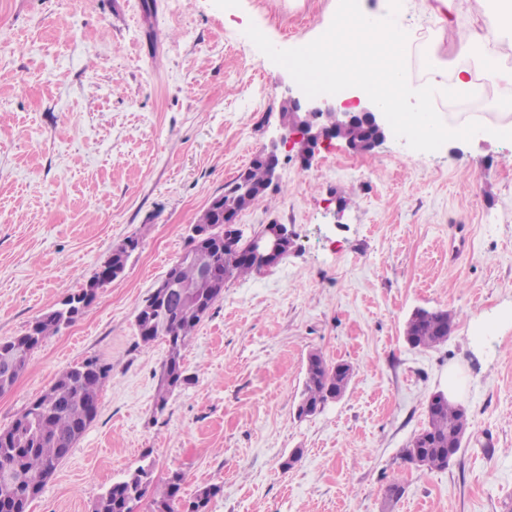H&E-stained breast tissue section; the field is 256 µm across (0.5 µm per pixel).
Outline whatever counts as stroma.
Instances as JSON below:
<instances>
[{
	"mask_svg": "<svg viewBox=\"0 0 512 512\" xmlns=\"http://www.w3.org/2000/svg\"><path fill=\"white\" fill-rule=\"evenodd\" d=\"M337 0H0V341L85 287L128 238L126 269L36 348L0 394V429L64 369L109 367L96 418L28 512H94L113 482L154 463L151 512L218 493L208 512H512V140L477 133L434 152L389 137L333 140L309 168L279 151L245 235L284 224L280 263L228 282L183 352L191 384L156 394L167 344L136 315L185 251L190 227L276 136L289 72L246 36L289 49L323 34ZM448 310V340L405 339L417 308ZM498 321L474 353L468 336ZM354 368L346 393L304 419L309 354ZM465 376L469 426L443 470L403 450ZM404 493L389 501L387 487ZM182 477L175 474L168 483L167 490L159 497L152 500V512H206L211 500L218 493L217 487H205L198 491L193 500L186 506V510L180 511L176 501L180 497Z\"/></svg>",
	"mask_w": 512,
	"mask_h": 512,
	"instance_id": "35a3bbf8",
	"label": "stroma"
}]
</instances>
